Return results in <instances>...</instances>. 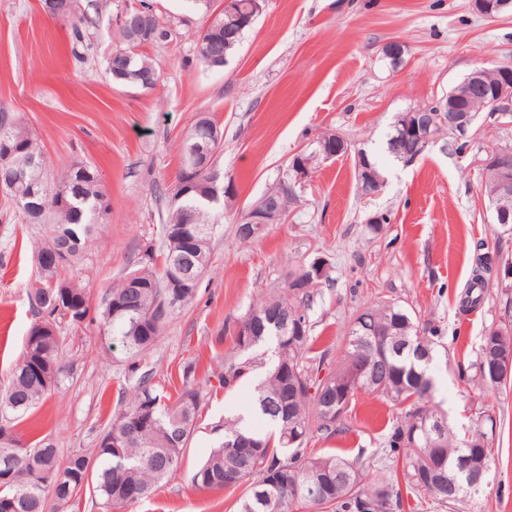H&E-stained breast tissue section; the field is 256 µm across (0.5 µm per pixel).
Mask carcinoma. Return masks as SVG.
<instances>
[{"instance_id":"carcinoma-1","label":"carcinoma","mask_w":512,"mask_h":512,"mask_svg":"<svg viewBox=\"0 0 512 512\" xmlns=\"http://www.w3.org/2000/svg\"><path fill=\"white\" fill-rule=\"evenodd\" d=\"M126 14L140 16L148 31L138 37L130 27L120 26L123 47L108 56L106 74L113 79L119 69L118 82L135 87L146 76L156 82L157 68L143 49L168 42L172 30L149 0H140ZM58 18L70 25L77 43L84 38V29L93 25L87 13H78L76 0H68V11ZM227 22L224 11L217 12L207 33L200 36L199 66L224 67L212 55L230 54L243 38L241 32L230 47H224ZM207 123L217 127L208 115L196 119L193 127L199 140L212 142L216 151L222 133L210 132ZM449 133L448 126L439 124L434 144L442 142L463 153L468 141L447 142ZM399 134L395 127L387 140L394 159L409 162L427 152L411 140L394 142ZM327 144L323 137L315 151L291 159L289 174L275 184L284 211L296 201L292 176L308 174ZM6 147L16 150L14 163L22 176L19 194L10 197L26 223L46 224L49 234L36 247V320L21 358L7 384L0 387V462H11L9 478L0 482V512H51L49 503L65 505L89 487L105 508H122L177 474L199 429L206 393L196 381L195 366H183L182 389L170 405L151 384L152 372L143 369L141 360L173 313L195 299L209 265L213 237L212 232L197 229L218 225L224 202L209 200L211 174L200 168L201 159L191 155L188 144L181 143L175 184L155 187L157 197L169 206L159 247H147L138 268L127 272L93 308L82 280L62 271L80 265L97 226L109 214L97 170L76 163L49 180L38 140L23 122L1 112L0 150ZM368 171L384 187L379 158L360 151L354 162L358 188H363ZM182 262L193 266L195 280L176 288L172 283L178 282L177 267ZM330 280V270L317 277L311 274V260L305 259L288 272L283 287L260 295L237 324L234 348L224 356L219 383L230 387L248 376H260L256 416L270 431L253 428L244 416L224 420V434L197 467L194 485L211 492L241 490L234 512H399L406 495L419 503L451 505L467 494L465 489L455 490L461 467L479 479L471 487L479 491L489 483L492 448L482 422L461 438L433 401L431 366L437 329L420 323L400 301L378 296L351 314L336 356L329 359L325 352L313 356L309 311L320 295L319 286ZM487 291L488 281L475 271L463 306L478 307ZM88 320L102 323L108 349L118 347L126 355L134 392L103 430L95 456L75 453L62 460L52 439L27 443L16 432V423L66 377L62 330ZM503 352L512 353V323L492 326L481 338L471 364L479 390L486 393L512 383L494 379L485 370L488 358ZM363 393L380 396L399 409L386 441L389 453L379 463L387 466L394 454L402 459V469L377 480L357 460L306 453L310 439H331L350 430L347 417L336 419V402H344L347 414Z\"/></svg>"}]
</instances>
